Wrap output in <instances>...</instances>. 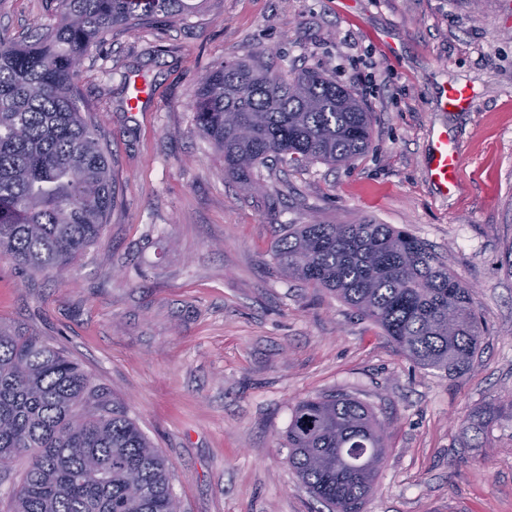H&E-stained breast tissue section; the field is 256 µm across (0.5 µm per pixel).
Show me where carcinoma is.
Wrapping results in <instances>:
<instances>
[{
	"mask_svg": "<svg viewBox=\"0 0 512 512\" xmlns=\"http://www.w3.org/2000/svg\"><path fill=\"white\" fill-rule=\"evenodd\" d=\"M206 0H55L44 33H0V253L21 269L58 270L100 236L117 200L106 143L78 86L90 49L124 26H151ZM196 129L224 172L253 188L260 165H342L363 154L371 113L327 74L291 76L263 63L206 71ZM281 273L336 296L427 370L458 374L480 351L470 288L428 245L392 224H289L272 252ZM485 406L461 420L482 431ZM288 463L329 512H362L387 450L370 407L347 395L293 408ZM34 452L14 512H179L170 467L124 411L109 408L78 363L41 337L0 329V469Z\"/></svg>",
	"mask_w": 512,
	"mask_h": 512,
	"instance_id": "1",
	"label": "carcinoma"
}]
</instances>
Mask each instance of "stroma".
<instances>
[{
	"instance_id": "35a3bbf8",
	"label": "stroma",
	"mask_w": 512,
	"mask_h": 512,
	"mask_svg": "<svg viewBox=\"0 0 512 512\" xmlns=\"http://www.w3.org/2000/svg\"><path fill=\"white\" fill-rule=\"evenodd\" d=\"M55 22L46 0H0V30ZM259 54L353 90L373 114L367 151L267 164L242 192L192 99L209 68ZM138 76L153 93L133 111ZM78 82L117 204L62 274L0 254V326L60 348L123 408L168 461L180 512H328L282 441L299 401L337 392L389 426L363 512H512V417L479 435L459 425L512 399V0H214L115 31ZM451 82L473 87L474 111L442 110ZM439 127L464 157L445 201L425 175ZM315 218L391 224L438 252L486 326L470 368L422 369L335 296L283 276L281 225Z\"/></svg>"
}]
</instances>
